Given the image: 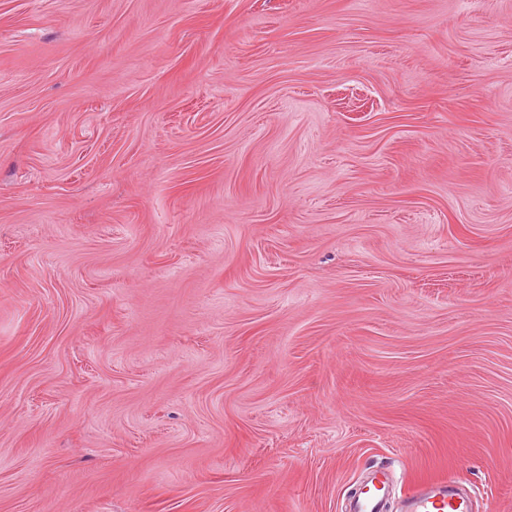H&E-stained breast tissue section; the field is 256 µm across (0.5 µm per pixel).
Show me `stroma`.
<instances>
[{
	"label": "stroma",
	"instance_id": "35a3bbf8",
	"mask_svg": "<svg viewBox=\"0 0 512 512\" xmlns=\"http://www.w3.org/2000/svg\"><path fill=\"white\" fill-rule=\"evenodd\" d=\"M512 512V0H0V512ZM385 488L383 480L374 478L366 490L350 497L347 509L349 512H383ZM406 509L408 512H471V502L452 482L429 481L407 494Z\"/></svg>",
	"mask_w": 512,
	"mask_h": 512
}]
</instances>
